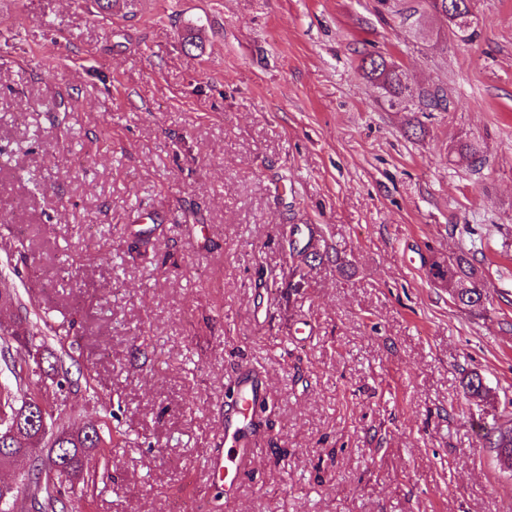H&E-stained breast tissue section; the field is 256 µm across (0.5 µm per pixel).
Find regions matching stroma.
Wrapping results in <instances>:
<instances>
[{
    "label": "stroma",
    "instance_id": "obj_1",
    "mask_svg": "<svg viewBox=\"0 0 512 512\" xmlns=\"http://www.w3.org/2000/svg\"><path fill=\"white\" fill-rule=\"evenodd\" d=\"M473 11L463 42L380 0H0V274L75 322L95 391L54 412L127 440L66 512H512L483 438L512 420V0ZM371 53L447 111L389 109ZM463 252L477 307L429 275ZM244 362L266 426L228 494L208 459Z\"/></svg>",
    "mask_w": 512,
    "mask_h": 512
}]
</instances>
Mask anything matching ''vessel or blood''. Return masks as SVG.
<instances>
[{"mask_svg": "<svg viewBox=\"0 0 512 512\" xmlns=\"http://www.w3.org/2000/svg\"><path fill=\"white\" fill-rule=\"evenodd\" d=\"M236 396L224 410V441L227 453L214 455L209 464L213 477L232 479L249 471V442L259 434V414L266 405L265 382L251 366H242L236 376Z\"/></svg>", "mask_w": 512, "mask_h": 512, "instance_id": "vessel-or-blood-1", "label": "vessel or blood"}]
</instances>
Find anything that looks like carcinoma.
<instances>
[{
	"instance_id": "cac0c4a2",
	"label": "carcinoma",
	"mask_w": 512,
	"mask_h": 512,
	"mask_svg": "<svg viewBox=\"0 0 512 512\" xmlns=\"http://www.w3.org/2000/svg\"><path fill=\"white\" fill-rule=\"evenodd\" d=\"M451 33L458 39L467 41L471 37L470 24L462 14L448 17ZM361 70L364 78L381 85L388 105L394 107L407 98L418 96L425 106L434 109L443 108L444 99L439 92L414 93L404 73L388 63L383 56L371 54L362 59ZM458 155L476 166L483 163V151L478 141L462 143L457 148ZM430 274L442 281H448L453 289V300L465 307L479 306L487 299L484 285L473 259L461 253L452 262L445 265L433 262ZM70 338V327L65 323L56 326L48 323L47 318L39 316L33 320L28 313H19L10 324L7 332L0 333V359L9 362L13 358L14 346L35 349L36 368L28 374L14 373L16 382L27 387L21 400H16L8 391L0 390V413L11 418L21 414V423L17 432L9 440L0 444V468L10 466L19 457L31 459V469L27 482L12 488L11 508H17L21 500H30L34 512H57L64 505L61 489L63 480L69 482L83 479V460L91 452L107 447L112 443V430L94 425L92 427L70 428L61 423V418L49 415L52 432L48 435L40 432L42 408L47 406L39 391L30 389L35 382L47 380L55 384L60 391L73 387L70 370L66 367L65 357L69 356L66 342ZM470 397L482 399L487 394L483 378L474 373L466 383ZM491 447L512 449V428L501 427L484 435ZM55 453L58 462L57 480L43 481L38 457L44 453Z\"/></svg>"
}]
</instances>
